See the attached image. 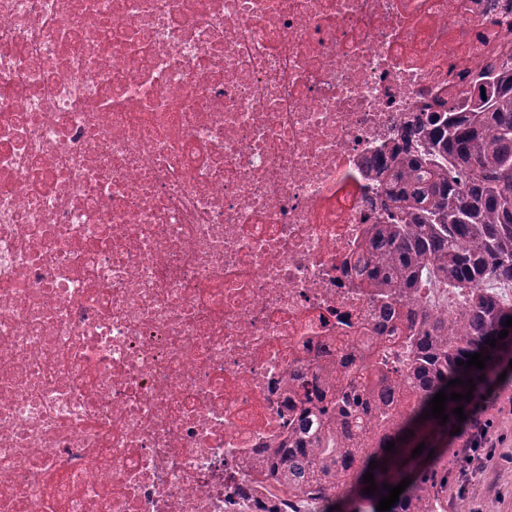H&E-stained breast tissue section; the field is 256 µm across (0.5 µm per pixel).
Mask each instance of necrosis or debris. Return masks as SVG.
Wrapping results in <instances>:
<instances>
[{
  "label": "necrosis or debris",
  "mask_w": 512,
  "mask_h": 512,
  "mask_svg": "<svg viewBox=\"0 0 512 512\" xmlns=\"http://www.w3.org/2000/svg\"><path fill=\"white\" fill-rule=\"evenodd\" d=\"M512 0H0V512H243L376 304L373 159Z\"/></svg>",
  "instance_id": "obj_1"
}]
</instances>
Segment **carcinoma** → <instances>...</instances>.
<instances>
[{
  "mask_svg": "<svg viewBox=\"0 0 512 512\" xmlns=\"http://www.w3.org/2000/svg\"><path fill=\"white\" fill-rule=\"evenodd\" d=\"M494 54L500 62L478 75L485 91L468 93L459 110L408 124L402 142L373 164L390 219L372 225L363 244L361 287L379 305L373 340L402 327L406 362L398 367L384 349L344 344L311 376L288 377L299 408L283 440L255 465L249 493L259 512H279L276 501L260 497L271 486L318 512H336L339 499L351 501V512H377L388 495L383 485L402 481L417 445L425 444L418 458H428L435 440L459 424L452 409L470 412L512 361V327L498 339L512 307L485 289L491 280L512 282V43ZM433 280L472 289L459 317L422 304L419 288ZM474 353L490 356L484 369L457 365ZM456 378L473 379L471 402L447 401L443 425L422 419L436 393L468 391L448 386ZM368 472L372 495L362 492ZM438 486L430 466L389 512H441Z\"/></svg>",
  "mask_w": 512,
  "mask_h": 512,
  "instance_id": "carcinoma-1",
  "label": "carcinoma"
}]
</instances>
